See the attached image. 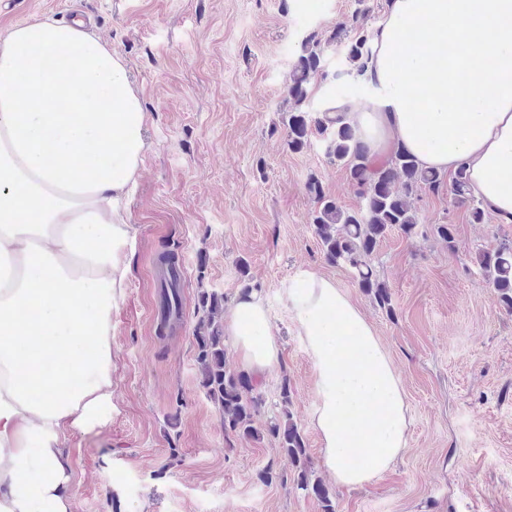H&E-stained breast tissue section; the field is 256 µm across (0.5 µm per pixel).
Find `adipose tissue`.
Segmentation results:
<instances>
[{
  "instance_id": "adipose-tissue-1",
  "label": "adipose tissue",
  "mask_w": 512,
  "mask_h": 512,
  "mask_svg": "<svg viewBox=\"0 0 512 512\" xmlns=\"http://www.w3.org/2000/svg\"><path fill=\"white\" fill-rule=\"evenodd\" d=\"M347 116L371 154L402 144L424 168L465 169L512 224V0H389ZM145 112L121 55L76 21L40 16L0 36V512H70L67 435L112 419V319L126 296L129 188ZM288 300L316 372L311 423L337 485L389 471L408 445L400 377L335 281L300 270ZM257 291L226 319L244 365L281 348Z\"/></svg>"
}]
</instances>
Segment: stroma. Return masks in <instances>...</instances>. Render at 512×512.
I'll use <instances>...</instances> for the list:
<instances>
[{
    "instance_id": "stroma-1",
    "label": "stroma",
    "mask_w": 512,
    "mask_h": 512,
    "mask_svg": "<svg viewBox=\"0 0 512 512\" xmlns=\"http://www.w3.org/2000/svg\"><path fill=\"white\" fill-rule=\"evenodd\" d=\"M75 9L125 59L148 147L128 197L135 242L112 320L115 409L108 425L66 442L71 512H322L296 490L277 442L225 432L199 384L197 294L213 289L230 302L246 285L265 295L282 349L281 366L257 381L264 403L255 422L278 414L289 379V410L336 512H512V313L478 260L512 242V224L489 215L471 223L449 185L416 192L415 233L391 231L371 259L392 293L386 313L351 268L325 261L311 223L312 177L342 208L361 207L347 170L326 156L319 131L301 151L286 144L288 74L309 35L323 44L325 72L311 86V115L337 99L369 109V91L349 81L344 47L330 36L355 14L375 29L386 0H8L0 35L35 16L67 21ZM438 224L454 226V244L435 234ZM164 252L183 268V314L161 335ZM302 269L347 292L402 379L408 448L361 487L336 485L310 425L316 373L288 301ZM268 466L278 475L269 485L257 478Z\"/></svg>"
}]
</instances>
